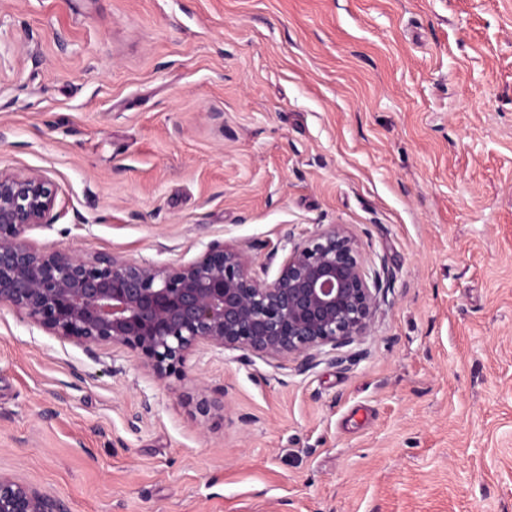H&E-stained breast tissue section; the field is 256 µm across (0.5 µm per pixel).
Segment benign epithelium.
Returning <instances> with one entry per match:
<instances>
[{"label":"benign epithelium","mask_w":512,"mask_h":512,"mask_svg":"<svg viewBox=\"0 0 512 512\" xmlns=\"http://www.w3.org/2000/svg\"><path fill=\"white\" fill-rule=\"evenodd\" d=\"M55 199L44 175L0 171V304L55 336L126 347L159 380L182 374L200 346L269 363L291 357L304 373L324 347L334 353L370 327L379 274L369 275L341 224L294 245L268 283L252 275L248 256L218 242L196 262L167 267L39 252L23 235L47 223ZM0 512L61 508L49 494L0 473Z\"/></svg>","instance_id":"1"}]
</instances>
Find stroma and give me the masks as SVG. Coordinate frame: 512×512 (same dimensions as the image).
Listing matches in <instances>:
<instances>
[{
  "label": "stroma",
  "instance_id": "obj_1",
  "mask_svg": "<svg viewBox=\"0 0 512 512\" xmlns=\"http://www.w3.org/2000/svg\"><path fill=\"white\" fill-rule=\"evenodd\" d=\"M0 171L53 183L41 252L270 282L341 224L383 282L303 374L160 381L2 304L0 472L63 512H512V0H0Z\"/></svg>",
  "mask_w": 512,
  "mask_h": 512
}]
</instances>
